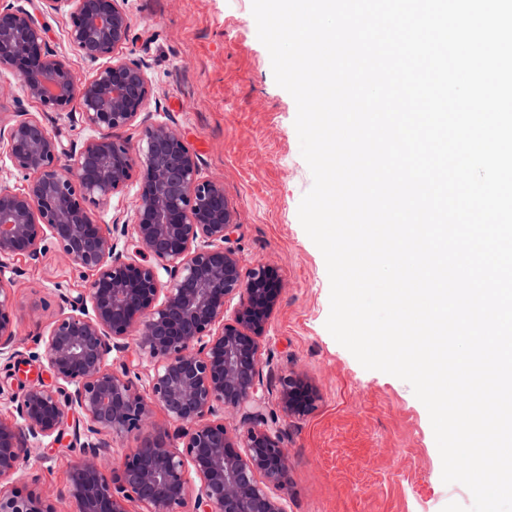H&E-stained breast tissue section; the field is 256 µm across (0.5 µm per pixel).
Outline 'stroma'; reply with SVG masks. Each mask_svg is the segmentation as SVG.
Returning <instances> with one entry per match:
<instances>
[{
  "label": "stroma",
  "mask_w": 512,
  "mask_h": 512,
  "mask_svg": "<svg viewBox=\"0 0 512 512\" xmlns=\"http://www.w3.org/2000/svg\"><path fill=\"white\" fill-rule=\"evenodd\" d=\"M133 42L119 55L146 66L151 122L174 126L196 153L203 175L224 179L238 230L232 240L243 269L275 267L282 287L262 340L261 373L268 387L266 416L276 418L288 448V512H442L451 502L471 506V492L442 480V462L426 407L409 383L368 370L325 327L330 284L324 257L298 218L313 185L294 126L297 106L274 79L270 55L257 37L252 0H124ZM47 46L79 74L93 71L66 38L68 19L43 17ZM16 87L0 104V118L41 115L63 143L90 131L79 105L41 114ZM17 270L14 319L22 337L45 332L55 318L58 294L77 296L88 280L47 250L36 264L8 260ZM21 345L13 366L0 364V419L13 420L9 401L21 382L43 369L26 361ZM304 374L320 398L298 418L281 416L279 378ZM75 456L67 448L38 450L23 475L56 503L74 512L66 495Z\"/></svg>",
  "instance_id": "stroma-1"
}]
</instances>
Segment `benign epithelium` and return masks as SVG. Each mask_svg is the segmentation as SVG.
<instances>
[{"instance_id":"obj_1","label":"benign epithelium","mask_w":512,"mask_h":512,"mask_svg":"<svg viewBox=\"0 0 512 512\" xmlns=\"http://www.w3.org/2000/svg\"><path fill=\"white\" fill-rule=\"evenodd\" d=\"M41 11L68 17V41L95 65L80 76L46 44L39 15L0 7V71L17 75L44 112L79 101L80 120L97 132L64 147L42 120L19 112L0 123V143L25 177L0 183V269L39 261L48 246L82 276L87 291L59 294L60 313L33 340L39 377L10 397L14 420H0V480L14 477L43 441L63 445L69 416L79 455L68 495L75 512H287L277 491L288 482L280 430L264 414L261 340L278 295L277 270L243 272L226 246L238 229L224 180L201 176L184 135L142 114L150 89L142 64L117 57L130 41L123 0H40ZM142 124L133 143L121 131ZM139 188L130 222L104 227L91 210ZM167 280H162V276ZM15 279L0 275V360L18 356L12 319ZM135 339L151 363L146 376L109 359ZM286 417L310 412L317 389L291 371L280 378ZM176 424L157 427L154 408ZM240 416L228 430L224 415ZM134 435L138 448L107 471L112 442ZM0 512H57L39 492L0 495Z\"/></svg>"}]
</instances>
